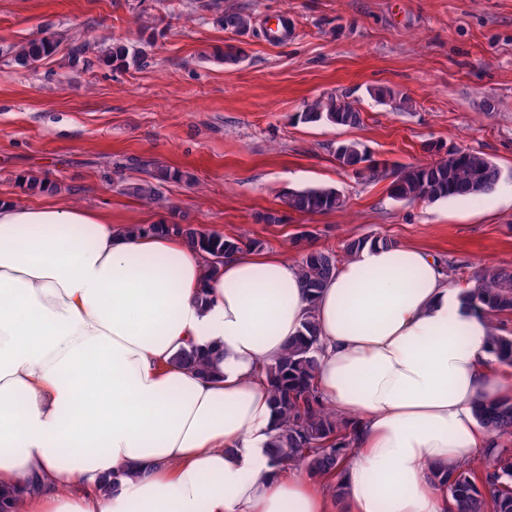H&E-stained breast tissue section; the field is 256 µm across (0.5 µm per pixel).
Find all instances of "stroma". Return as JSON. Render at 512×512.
<instances>
[{
	"instance_id": "35a3bbf8",
	"label": "stroma",
	"mask_w": 512,
	"mask_h": 512,
	"mask_svg": "<svg viewBox=\"0 0 512 512\" xmlns=\"http://www.w3.org/2000/svg\"><path fill=\"white\" fill-rule=\"evenodd\" d=\"M207 0H0V195L28 204L62 197L108 212L116 224H195L269 254L310 232L316 250L342 251L365 236L430 251L452 264V287L485 266L512 267V0H219L244 13L240 34L214 23ZM288 17V38L268 43L264 24ZM52 28L56 51L17 66L18 47ZM145 41L141 66L122 71L67 65L71 43ZM238 48L237 63L222 54ZM382 87L409 106L379 103ZM344 96L354 127L302 123L306 104ZM355 141L387 166L421 163L440 141L490 157L501 177L489 193L398 202L387 182L365 183L336 161L331 143ZM122 170H115L116 162ZM189 173L164 183L161 207L127 194L147 163ZM37 174L54 189L30 192ZM331 187L344 209L285 213L290 189Z\"/></svg>"
}]
</instances>
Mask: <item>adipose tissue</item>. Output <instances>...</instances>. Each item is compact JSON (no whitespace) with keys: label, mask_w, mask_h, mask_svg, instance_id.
Masks as SVG:
<instances>
[{"label":"adipose tissue","mask_w":512,"mask_h":512,"mask_svg":"<svg viewBox=\"0 0 512 512\" xmlns=\"http://www.w3.org/2000/svg\"><path fill=\"white\" fill-rule=\"evenodd\" d=\"M310 308L319 388L356 424L338 500L268 455L261 367ZM489 336L421 248L365 247L312 303L286 256L212 275L176 236L0 197V491L20 512H447L431 471L491 447L475 408L512 398ZM191 348L214 372L177 363Z\"/></svg>","instance_id":"1"}]
</instances>
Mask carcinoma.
<instances>
[{
  "label": "carcinoma",
  "instance_id": "1",
  "mask_svg": "<svg viewBox=\"0 0 512 512\" xmlns=\"http://www.w3.org/2000/svg\"><path fill=\"white\" fill-rule=\"evenodd\" d=\"M214 22L240 34L249 30L247 18L237 13H223ZM56 48L53 34L43 32L21 45L13 61L21 67L32 68ZM144 58L142 49L117 41L101 50L99 61L113 70H121ZM300 119L306 123L354 126L360 124L361 113L344 98L329 95L307 105ZM426 152L431 160L396 172L367 164V153L357 142L338 143L334 156L342 168L355 171L366 181L391 179V198L408 203L486 194L500 179V168L477 151L457 146L446 148L440 142H431ZM183 178L187 179L189 175L157 165L150 179L128 184L127 191L147 203H160L163 201L160 185ZM282 203L293 212L317 214L340 210L346 200L334 188L315 187L289 190L283 194ZM135 229L144 234L165 232L185 239L204 256L207 270L213 274L218 272L227 256L247 249L258 251L263 247V243L256 239L245 244L237 238L207 232L192 224H145L137 225ZM309 237V233L301 232L290 240V244L303 252L298 270L313 301L336 271L338 259L333 251L308 250ZM368 243L392 245L386 238L352 239L344 245L345 256L356 255ZM460 299L466 307L492 319L488 353L500 365L512 367V333L495 321L499 316L512 315V270L493 266L483 268L474 277L473 287L460 293ZM318 351V327L310 307L300 334L288 343L282 357L263 367L270 383L271 404L279 420V431L271 442L270 461L278 467L292 463L301 466L308 476L326 481L339 496L343 493L339 478L352 448L355 423L337 415L321 399L315 381ZM178 360L189 369L212 368L211 362L199 357L194 350L182 351ZM475 413L480 424L492 432L495 439L512 438V399L482 403ZM487 456L494 462L490 469L474 460L431 474L434 485L448 489V501L457 506L455 512H512V450L496 444L487 449Z\"/></svg>",
  "mask_w": 512,
  "mask_h": 512
}]
</instances>
